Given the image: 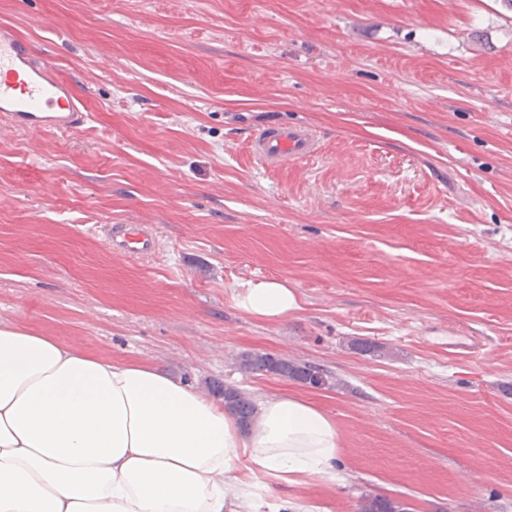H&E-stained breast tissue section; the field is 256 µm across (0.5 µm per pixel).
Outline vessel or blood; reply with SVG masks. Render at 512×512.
Here are the masks:
<instances>
[{
  "label": "vessel or blood",
  "instance_id": "b4317fda",
  "mask_svg": "<svg viewBox=\"0 0 512 512\" xmlns=\"http://www.w3.org/2000/svg\"><path fill=\"white\" fill-rule=\"evenodd\" d=\"M71 82L51 62H37L29 43L7 24L0 25V116L35 132L69 131L82 114ZM249 149L265 166L313 156L319 149L309 126L271 125L250 139ZM111 247L146 255L156 248L154 234L142 224L109 228Z\"/></svg>",
  "mask_w": 512,
  "mask_h": 512
}]
</instances>
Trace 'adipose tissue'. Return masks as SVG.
Instances as JSON below:
<instances>
[{
  "instance_id": "obj_1",
  "label": "adipose tissue",
  "mask_w": 512,
  "mask_h": 512,
  "mask_svg": "<svg viewBox=\"0 0 512 512\" xmlns=\"http://www.w3.org/2000/svg\"><path fill=\"white\" fill-rule=\"evenodd\" d=\"M234 300L268 321L300 308L280 279L247 282ZM340 448L335 421L308 401L265 398L245 431L156 368L0 327V512H268L262 479L330 473Z\"/></svg>"
}]
</instances>
